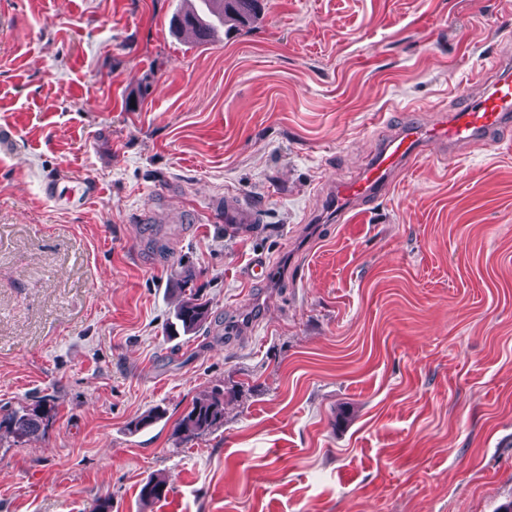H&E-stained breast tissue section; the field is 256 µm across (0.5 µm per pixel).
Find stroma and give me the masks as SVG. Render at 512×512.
I'll return each mask as SVG.
<instances>
[{
	"label": "stroma",
	"instance_id": "1",
	"mask_svg": "<svg viewBox=\"0 0 512 512\" xmlns=\"http://www.w3.org/2000/svg\"><path fill=\"white\" fill-rule=\"evenodd\" d=\"M180 2L0 0V407L56 412L0 430V512H504L512 142L429 144L340 221L323 196L512 59V0H264L202 46ZM187 270L212 313L173 337ZM224 422V392L216 390L205 398L195 401L181 418L179 429L187 436L199 435ZM50 400L49 396H43L33 408L19 406L5 411L0 419V429L5 427L17 442L35 437L41 426L44 431L45 422L53 419L54 406L50 404Z\"/></svg>",
	"mask_w": 512,
	"mask_h": 512
}]
</instances>
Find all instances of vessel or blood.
I'll return each mask as SVG.
<instances>
[{
    "label": "vessel or blood",
    "mask_w": 512,
    "mask_h": 512,
    "mask_svg": "<svg viewBox=\"0 0 512 512\" xmlns=\"http://www.w3.org/2000/svg\"><path fill=\"white\" fill-rule=\"evenodd\" d=\"M456 97L460 109L449 113L446 124L434 131L449 148L484 146L492 135L512 128V75L489 76L478 91L460 86ZM423 149L424 134L419 129L386 141L362 174L336 187L328 202L330 211L341 217L385 193L396 173Z\"/></svg>",
    "instance_id": "obj_1"
}]
</instances>
